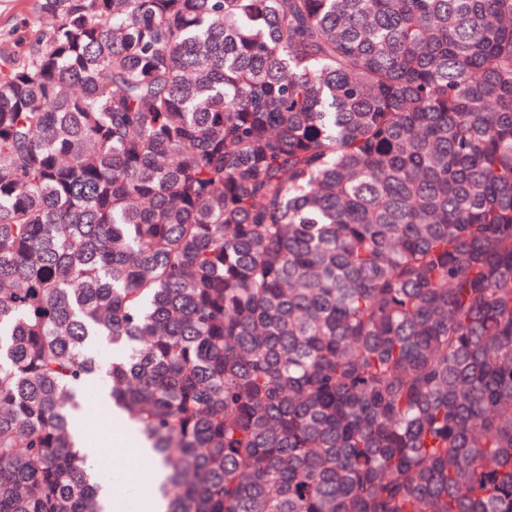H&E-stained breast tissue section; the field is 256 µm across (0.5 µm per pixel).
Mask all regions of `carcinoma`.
I'll return each instance as SVG.
<instances>
[{
  "label": "carcinoma",
  "mask_w": 512,
  "mask_h": 512,
  "mask_svg": "<svg viewBox=\"0 0 512 512\" xmlns=\"http://www.w3.org/2000/svg\"><path fill=\"white\" fill-rule=\"evenodd\" d=\"M0 57V512H512V0H38ZM102 389L103 383L98 378H93L87 382L85 394L88 395L90 403H84L82 424L87 433L106 437L111 443L107 445V448H102L97 441L92 440L89 444L82 445L81 448L86 458L87 466L94 472L96 468L99 469L100 467L101 454L103 452V476L111 482L113 478L119 481L125 474L127 465L122 457L112 453V437L125 432L129 425L127 423L117 424L112 420L111 416L99 409L96 401L100 398ZM115 450L126 456L130 462L128 474L129 485H135L138 482L137 466L142 458H146L151 463L153 476L155 474L154 490L165 480L166 471L161 467L159 459L155 456L151 448H129L127 443H124L122 448H115Z\"/></svg>",
  "instance_id": "cac0c4a2"
}]
</instances>
